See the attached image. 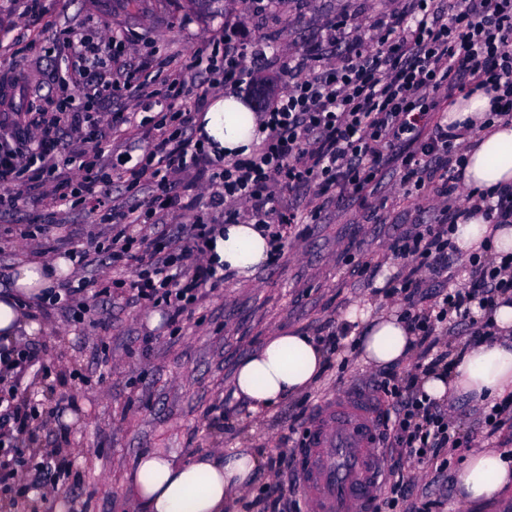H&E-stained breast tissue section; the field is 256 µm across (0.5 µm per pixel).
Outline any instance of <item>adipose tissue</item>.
Instances as JSON below:
<instances>
[{"instance_id": "1", "label": "adipose tissue", "mask_w": 512, "mask_h": 512, "mask_svg": "<svg viewBox=\"0 0 512 512\" xmlns=\"http://www.w3.org/2000/svg\"><path fill=\"white\" fill-rule=\"evenodd\" d=\"M492 95L478 89L448 107L449 123L471 130L465 151L463 182L472 192L512 187V121L487 122ZM203 130L223 155H247L258 143L262 129L235 95L216 102L203 116ZM455 245L467 257L484 248L512 253V225L490 224L476 212L456 225ZM265 236L252 224H228L217 236L212 258L251 279L268 259ZM68 260L26 262L13 273L11 291L0 295V341L10 342L19 330H36L28 304L55 287ZM349 322L364 326L358 346L366 362L391 367L407 360L413 350L409 328L396 315L370 316L351 311ZM493 319L502 331L498 340L464 348L451 373L429 374L421 383L425 394L443 401L463 395L487 407L512 395V300L498 303ZM324 365V352L307 335L282 331L243 359L234 373L236 396L261 412L292 395L307 391ZM259 460L253 453L210 452L180 460L175 455L145 451L137 455L126 475L127 489L139 512H229L236 494L250 487ZM457 494L465 502H484L512 488V456L493 449L474 448L455 473Z\"/></svg>"}]
</instances>
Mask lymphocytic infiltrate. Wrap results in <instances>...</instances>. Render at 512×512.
Listing matches in <instances>:
<instances>
[{"label":"lymphocytic infiltrate","instance_id":"lymphocytic-infiltrate-1","mask_svg":"<svg viewBox=\"0 0 512 512\" xmlns=\"http://www.w3.org/2000/svg\"><path fill=\"white\" fill-rule=\"evenodd\" d=\"M370 30V42H350L336 66L326 70H311L320 59L316 50L282 54L281 70L293 81L286 94L266 105L262 140L249 155L225 160L208 187L212 203L224 207L225 223L245 218L261 225L274 262L284 248V225L299 221L295 210L280 207L284 191L307 186L317 198L340 203L375 189L390 162L397 164L407 193L435 190L433 221L389 245L404 266L387 291L404 303L416 337L417 365L430 370L447 365L440 339L454 326L468 324L476 341L491 336L492 324L483 314L499 295L512 291V256L473 255L466 288L434 292L425 308L415 301L427 277L447 273L455 249L452 235L463 213L457 199L466 134L449 130L439 97L485 88L495 94L494 116L512 119V0H410L398 18L373 23ZM69 49L76 73L63 82L81 90L101 86L104 68L125 44L116 37L102 43L80 35L70 39ZM152 67L144 62L111 86L112 93H128L138 107L158 111L155 143L138 158L112 153L114 125L135 124V116L115 115L105 123L73 96L54 112L35 116L1 97L0 185L14 190L0 195V209L13 207L21 192L35 187L58 203L97 200L105 192L104 159L115 156L117 165L128 166L133 186L148 187L149 198L109 209V258L116 265L137 261L130 292L139 300L161 302L175 325L204 289L222 285L228 273L209 257L219 229L204 218L195 219L180 245L144 238L142 229L153 217L190 208L177 178L209 157L205 140L191 134L193 113L159 111ZM66 128L95 143L96 153L66 150L61 139ZM380 387L392 398L393 416L386 425L393 447L427 463L456 446L447 409L423 398L413 380H388Z\"/></svg>","mask_w":512,"mask_h":512}]
</instances>
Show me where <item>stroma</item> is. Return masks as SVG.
Here are the masks:
<instances>
[{"label": "stroma", "instance_id": "obj_1", "mask_svg": "<svg viewBox=\"0 0 512 512\" xmlns=\"http://www.w3.org/2000/svg\"><path fill=\"white\" fill-rule=\"evenodd\" d=\"M408 0H268L266 11L253 4L224 0L223 10L207 13L191 0H140L130 10L126 0H45L38 19L29 18L25 0H0V85L24 76V107L43 110L62 91L61 69L69 54L68 32L96 37L102 27L128 47L113 70L135 66L146 57L185 66L187 91L177 110L204 115L227 93L205 70L194 67L198 53H223L224 28L240 33L243 83L237 95L262 112L266 101L284 94L291 83L279 68L281 53L322 45L327 62L347 45L323 44L329 23L342 20L368 26L400 14ZM268 44L265 57L254 58V42ZM282 204L299 213L319 208L313 223L292 227L284 255L259 268L251 282L237 277L205 291L188 306L177 325L164 310L132 302L127 289L100 291L99 285L122 276L133 279L135 264L113 269L106 247L110 225L99 223L95 203L52 206L30 198L0 210V268L13 271L22 261L46 262L77 250L84 262L71 276L92 280L75 305L33 306L38 324L20 333L15 346H36L39 371L17 382V401L34 418L0 448V512H136L126 493L129 462L146 449L188 458L210 450L255 451L260 465L253 486L235 503V512H269L268 495L277 481L272 460L300 448L303 418L318 406L338 401L361 388L388 406L374 380L403 378L416 372L415 358L394 370L367 364L352 339L344 358H330L322 376L306 393L276 409L256 414L234 397L237 364L279 330L325 336L354 307L389 314L387 280L401 266L387 247L413 225L429 223L436 203L432 194H408L394 164H387L373 195L317 207L313 189L285 195ZM19 224H47L48 236L16 239ZM376 267L374 278L353 274V265ZM459 433L448 449L443 472L419 463L406 450L389 451L387 467L413 482L415 504L431 503V512H512V490L489 503L465 504L456 493L455 469L473 448L512 450V424L499 436L485 438L479 409L458 396L448 404ZM65 460L64 479L31 489L34 468L47 457Z\"/></svg>", "mask_w": 512, "mask_h": 512}]
</instances>
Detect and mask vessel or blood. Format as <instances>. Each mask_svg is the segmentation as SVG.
Segmentation results:
<instances>
[{
	"label": "vessel or blood",
	"instance_id": "1",
	"mask_svg": "<svg viewBox=\"0 0 512 512\" xmlns=\"http://www.w3.org/2000/svg\"><path fill=\"white\" fill-rule=\"evenodd\" d=\"M297 472L313 512H375L383 462L366 398L348 395L311 423Z\"/></svg>",
	"mask_w": 512,
	"mask_h": 512
}]
</instances>
